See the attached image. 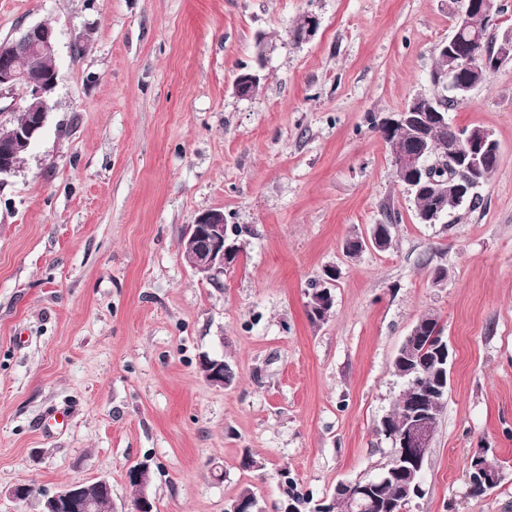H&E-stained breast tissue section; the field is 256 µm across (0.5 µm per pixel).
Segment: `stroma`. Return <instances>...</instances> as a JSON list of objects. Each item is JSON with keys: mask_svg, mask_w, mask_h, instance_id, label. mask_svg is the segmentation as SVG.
<instances>
[{"mask_svg": "<svg viewBox=\"0 0 512 512\" xmlns=\"http://www.w3.org/2000/svg\"><path fill=\"white\" fill-rule=\"evenodd\" d=\"M458 7L0 0V40L51 25L58 73L40 140L0 180V512H23L18 484L101 479L129 512L140 463L157 512H226L246 487L271 510L375 477L403 388L392 360L427 311L454 365L409 512H512V60L448 110L492 133L500 160L479 204L439 223L417 222L370 123L433 93ZM306 16L318 28L300 40ZM256 68L259 89L239 95ZM208 209L242 248L217 284L180 253ZM391 214L388 250L347 256ZM330 268L334 304L314 324L310 284ZM205 354L230 384L205 381ZM484 448L506 478L476 497L465 473ZM199 368L205 380L213 386H224V383L230 382L233 378L230 365L207 355L200 358Z\"/></svg>", "mask_w": 512, "mask_h": 512, "instance_id": "obj_1", "label": "stroma"}]
</instances>
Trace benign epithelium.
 Listing matches in <instances>:
<instances>
[{
	"instance_id": "7a95c632",
	"label": "benign epithelium",
	"mask_w": 512,
	"mask_h": 512,
	"mask_svg": "<svg viewBox=\"0 0 512 512\" xmlns=\"http://www.w3.org/2000/svg\"><path fill=\"white\" fill-rule=\"evenodd\" d=\"M472 12L497 25L503 16L501 0H467L465 7L454 15L452 33L441 43L442 50L448 53V59L452 61L444 84L448 90L446 99L451 104L465 101L477 86L471 79L473 66L470 59L460 49L461 35H467L469 46L474 48L473 56L485 73L493 74L507 61L499 52L485 47V33L468 31V15ZM22 49L55 57V31L46 24L38 23L22 29L12 40L0 41V91L17 86L25 89L32 116L25 129L14 132L9 139L0 143V177L11 174L16 168L15 156L18 152L33 146L37 140L58 87L56 75L32 74L17 65L15 56ZM499 157L498 144L487 134L458 133L448 139V151L434 157L431 152L422 150L413 156L399 157V163L416 176H426L434 167L446 168L448 175L460 178L459 191L466 196L485 182L491 161ZM182 252L185 253L186 263L199 279L212 283L219 282L224 270L236 264V257L240 256L235 240L230 237L224 212L218 209L199 213L194 222L187 225L182 237ZM436 350V380L429 385H414L415 403L420 409L399 420L396 428L384 429V435L397 448L394 466L373 478L375 482L384 481L393 473L408 469L407 493L414 498L423 494V465L432 447L435 415L444 409L442 405L434 406V401L443 396L447 389L445 365L452 359L450 346L440 344ZM199 368L209 384L224 385L223 361L204 355L200 358ZM467 477L470 490L485 492L503 480L504 468L496 453L484 448L470 458ZM369 486L371 483L359 480L340 485L347 492L351 512H366L371 507ZM9 496L18 503L36 498L40 506L37 512H91L92 508L77 483L37 495L31 487L17 485L9 490Z\"/></svg>"
}]
</instances>
